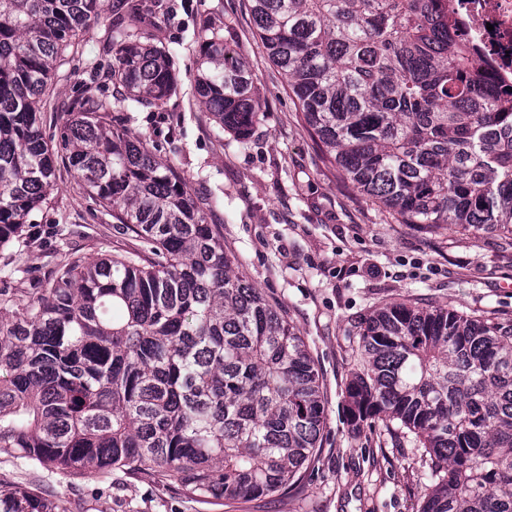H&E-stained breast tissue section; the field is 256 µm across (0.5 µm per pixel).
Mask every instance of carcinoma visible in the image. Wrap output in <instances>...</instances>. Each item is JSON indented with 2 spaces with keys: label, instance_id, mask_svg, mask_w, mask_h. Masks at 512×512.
<instances>
[{
  "label": "carcinoma",
  "instance_id": "cac0c4a2",
  "mask_svg": "<svg viewBox=\"0 0 512 512\" xmlns=\"http://www.w3.org/2000/svg\"><path fill=\"white\" fill-rule=\"evenodd\" d=\"M268 60L326 162L401 224L490 230L512 246V92L469 69L440 0H248ZM102 0H0V246L18 242L63 153L141 243L57 250L40 288L0 282V455L79 479L119 469L186 497L269 495L319 447L320 376L298 330L234 273L187 181L81 97L40 113L55 64ZM194 87L245 140L264 104L224 24L197 28ZM115 100L162 107L172 50L112 38ZM346 385L359 429L395 422L430 456L420 512H512V323L392 303L364 318ZM0 512H71L0 480Z\"/></svg>",
  "mask_w": 512,
  "mask_h": 512
}]
</instances>
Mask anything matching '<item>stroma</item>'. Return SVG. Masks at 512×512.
<instances>
[{
	"instance_id": "1",
	"label": "stroma",
	"mask_w": 512,
	"mask_h": 512,
	"mask_svg": "<svg viewBox=\"0 0 512 512\" xmlns=\"http://www.w3.org/2000/svg\"><path fill=\"white\" fill-rule=\"evenodd\" d=\"M154 15L157 41L174 50L181 77L163 109L114 104L112 120L141 138L186 178L190 192L224 238L236 273L294 325L319 370L326 427L320 448L287 491L246 500L196 501L166 484L115 470L69 480L0 456V478L68 498L76 512H419L430 460L411 435L378 420L352 427L345 386L356 363L357 323L395 303L449 306L473 316L512 320V249L489 233H437L398 223L325 165L303 116L255 36L247 0H164ZM80 37L53 76L41 114L58 133L67 102L110 88L112 12ZM223 19L265 110L247 140L219 131L193 93L194 33L203 16ZM29 246L0 249V276L40 287L59 243L57 226L79 225L71 246L85 259L123 255L139 243L94 202L65 158L56 186L36 215Z\"/></svg>"
}]
</instances>
